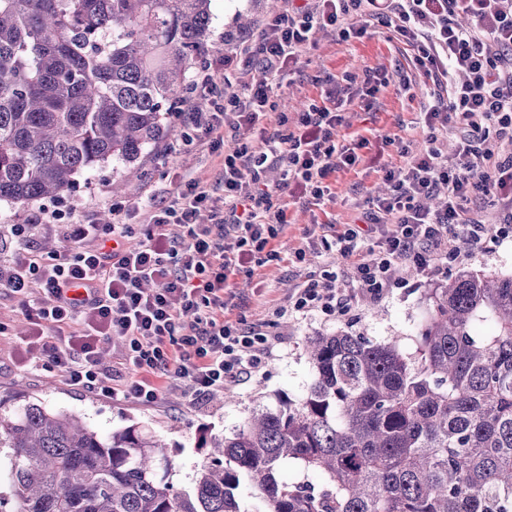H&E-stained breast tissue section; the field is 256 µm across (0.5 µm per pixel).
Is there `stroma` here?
Instances as JSON below:
<instances>
[{"label":"stroma","instance_id":"stroma-1","mask_svg":"<svg viewBox=\"0 0 512 512\" xmlns=\"http://www.w3.org/2000/svg\"><path fill=\"white\" fill-rule=\"evenodd\" d=\"M291 7L290 0H212L209 57L232 55L235 73L248 82L263 81L265 75L257 64L256 34L264 23ZM361 21L368 32L359 39L345 41L331 31H315L298 67L274 87V112L261 122L266 130H274L277 113L302 111L309 103L321 101L331 89L343 101L341 144H349L356 133L371 141L370 147L362 150L359 164L329 177L330 193L320 204L299 197L295 187L282 190L288 226L276 243L280 261L235 279L236 296L225 317L243 320L249 326H266L278 342L266 365L247 382L198 402L189 401L180 381L172 378L164 380L162 399L155 406L115 402L73 389L55 369L28 366L21 341L27 325L18 302L5 296L0 298V323L7 328L6 334L0 335V399L22 396L43 402L52 410L74 412L104 433L140 423L165 440V453L171 462L169 480L180 491L191 485L205 460V451L199 446L202 433L232 435L257 406L271 408L278 396L298 399L305 394L313 378L304 351L306 337L352 332L380 343L397 341L400 350L412 355L418 346L429 289L462 269L478 274L512 272L511 229L481 245L458 244L456 258L432 277L411 268L397 271L399 287L378 301H355L342 314L293 312L291 293L312 275L328 272L335 275L337 287L351 286L346 264L337 252L307 250L304 259L296 258V250L305 245V230L317 224L356 222L366 198L386 193L384 168L403 167L408 152L424 147L429 135L423 122L428 95L415 51L397 39L385 19L366 14ZM373 74L387 77V84L379 86L374 96H360L366 77ZM190 115L187 109L174 113L171 135L145 157L117 168L106 163L92 175L78 176L74 188L49 200V207L64 216L77 210L98 219L111 206L119 205L130 209V223L144 224L147 215L132 212V205L159 191L175 192L171 174L197 177L211 185L221 181L223 157L237 146L235 133L225 128L223 144L211 148L208 138L193 129ZM388 136L393 142L387 146L383 140ZM115 181L123 184L117 194L110 191Z\"/></svg>","mask_w":512,"mask_h":512}]
</instances>
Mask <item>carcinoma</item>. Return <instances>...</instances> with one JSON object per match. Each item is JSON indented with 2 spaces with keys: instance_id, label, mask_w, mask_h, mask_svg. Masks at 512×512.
Wrapping results in <instances>:
<instances>
[{
  "instance_id": "obj_1",
  "label": "carcinoma",
  "mask_w": 512,
  "mask_h": 512,
  "mask_svg": "<svg viewBox=\"0 0 512 512\" xmlns=\"http://www.w3.org/2000/svg\"><path fill=\"white\" fill-rule=\"evenodd\" d=\"M211 0H0V202L71 190L171 130L208 52ZM416 355L349 332L309 336L299 399L254 411L188 490L132 424L0 399L9 512H512V273L429 291ZM320 485L281 474L285 463ZM253 499L244 507L239 495Z\"/></svg>"
}]
</instances>
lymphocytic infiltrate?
<instances>
[{"label":"lymphocytic infiltrate","mask_w":512,"mask_h":512,"mask_svg":"<svg viewBox=\"0 0 512 512\" xmlns=\"http://www.w3.org/2000/svg\"><path fill=\"white\" fill-rule=\"evenodd\" d=\"M368 7L388 13L398 39L418 50L416 61L433 82L424 114L429 136L405 167L385 169L390 191L367 199L362 224L309 230L311 245L346 261L353 288L340 294L331 279H310L294 295L298 312L340 314L356 299L378 300L395 284L392 269L434 272L456 238L476 245L497 238L498 226L473 219L472 200L497 199L512 223V0H306L261 28L259 64L275 77L296 67L318 28L345 40L364 37L366 26L346 17ZM232 63L219 57L192 81L194 90L222 98L243 132L224 157L221 187L192 178L168 199L148 196L149 225L141 232L117 207L107 224L72 214L66 245L55 252L39 245L57 218L47 207L10 227L14 255L0 259V292L22 306L26 358L57 369L74 388L151 405L166 376L185 380L199 400L251 378L273 355L263 327L225 320L230 280L279 260L274 243L287 225L281 186L322 200L327 177L358 164L370 141L359 134L339 146L344 117L328 103L310 104L292 120L280 116L279 131L253 138V126L272 108V86L228 76ZM446 134L457 142L451 155L437 145ZM274 166L282 169L277 185L265 176ZM442 186L444 205L424 206ZM205 209L210 221L203 224ZM149 281L155 289H146ZM114 337L124 341L129 373L120 382L100 358Z\"/></svg>","instance_id":"lymphocytic-infiltrate-1"}]
</instances>
